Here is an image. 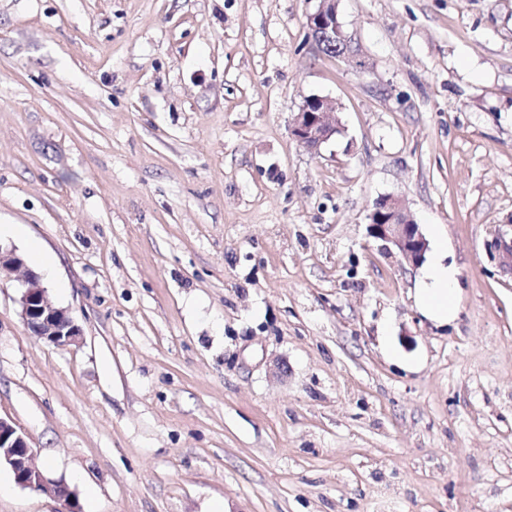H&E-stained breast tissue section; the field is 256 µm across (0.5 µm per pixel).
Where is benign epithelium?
<instances>
[{"label": "benign epithelium", "mask_w": 512, "mask_h": 512, "mask_svg": "<svg viewBox=\"0 0 512 512\" xmlns=\"http://www.w3.org/2000/svg\"><path fill=\"white\" fill-rule=\"evenodd\" d=\"M307 27L320 51L345 44L348 37L337 19L336 0H319L308 14ZM339 131L336 103L324 97L307 98L292 120L291 135L305 149L317 152ZM368 233L391 246L401 259L416 268L425 261L428 241L408 213L403 201L386 196L376 201L368 214ZM19 283V315L25 328L37 338L56 345L78 342L82 331L67 310L49 299L41 277L30 269L14 248L0 245V280ZM7 463L18 477V485L58 499L71 497L69 487L46 477L34 461L26 437L9 421L0 418V462Z\"/></svg>", "instance_id": "benign-epithelium-1"}]
</instances>
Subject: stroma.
<instances>
[{"label": "stroma", "mask_w": 512, "mask_h": 512, "mask_svg": "<svg viewBox=\"0 0 512 512\" xmlns=\"http://www.w3.org/2000/svg\"><path fill=\"white\" fill-rule=\"evenodd\" d=\"M0 0V418L62 501L0 512H512V0ZM340 134L292 138L304 100ZM401 197L459 315L368 234ZM283 362L286 375L274 365ZM307 27L316 47L323 53L336 44L350 41L337 19L336 0H319L316 11L307 16ZM338 131L336 103L319 96L307 98L291 124L293 139L311 152H318ZM19 283V315L25 328L44 342L62 346L77 343L82 331L67 310L49 299L41 277L30 269L14 248L0 245V281ZM454 272L441 261L421 276L415 288L416 304L435 322L447 323L456 318L458 304Z\"/></svg>", "instance_id": "stroma-1"}]
</instances>
